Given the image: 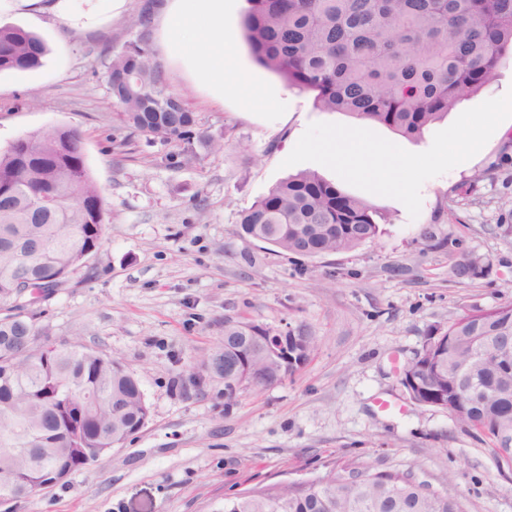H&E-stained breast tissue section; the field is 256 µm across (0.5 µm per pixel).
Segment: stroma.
Masks as SVG:
<instances>
[{"instance_id":"35a3bbf8","label":"stroma","mask_w":512,"mask_h":512,"mask_svg":"<svg viewBox=\"0 0 512 512\" xmlns=\"http://www.w3.org/2000/svg\"><path fill=\"white\" fill-rule=\"evenodd\" d=\"M144 0L65 27L31 26L15 11L1 23L33 27L47 47L41 67L0 74V148L49 124L79 128L86 165L107 201L106 239L86 266L38 301L36 326L122 358L150 409L144 427L16 512H210L224 497L323 475L332 462L412 470L465 512H512V469L488 439L446 412L411 400L402 370L432 329L463 311L512 303V165L492 169L512 135L504 121L483 149L421 187L418 217L398 200L350 184L347 194L388 216L384 234L341 254L307 258L242 237V212L315 163L284 166L309 124L357 126L313 105L257 66L243 42L245 0H224L223 83L197 64L206 40L151 28V47L200 128L230 146L183 163L153 137L126 140L104 79L109 52L136 37ZM261 91L247 96L242 82ZM486 273L458 279L463 255ZM304 327L316 350L295 377L224 405V379L203 365L224 349V320ZM205 382L195 387L193 374Z\"/></svg>"}]
</instances>
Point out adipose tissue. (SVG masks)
<instances>
[{
	"mask_svg": "<svg viewBox=\"0 0 512 512\" xmlns=\"http://www.w3.org/2000/svg\"><path fill=\"white\" fill-rule=\"evenodd\" d=\"M158 16L165 28L176 31L190 21H200L212 47L203 53L199 67L212 79L224 77V0H177L176 5H161Z\"/></svg>",
	"mask_w": 512,
	"mask_h": 512,
	"instance_id": "obj_1",
	"label": "adipose tissue"
}]
</instances>
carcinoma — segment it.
Masks as SVG:
<instances>
[{"label": "carcinoma", "instance_id": "cac0c4a2", "mask_svg": "<svg viewBox=\"0 0 512 512\" xmlns=\"http://www.w3.org/2000/svg\"><path fill=\"white\" fill-rule=\"evenodd\" d=\"M241 29L251 57L288 86L313 94L328 112H345L412 140L478 92L512 59V0H246ZM152 10L137 14L138 36L105 65V80L129 134L182 148L224 151V136L199 128L169 90L150 46ZM44 42L20 26H0V74L33 69ZM42 195L54 204H37ZM106 198L85 162L84 137L47 125L0 151V305L20 286L58 288L105 240ZM385 217L313 171L288 177L241 214L243 234L285 253L317 258L351 251L384 233ZM459 278L481 273L465 256ZM224 318V398L265 389L309 362L316 338L300 328L287 351L265 346L267 329ZM29 316L0 318V495L26 500L56 485L52 473L98 449L124 444L145 425L149 406L118 357L57 344ZM512 341V303L474 307L435 329L407 363L403 385L418 404L439 408L498 443L512 431V363L499 359ZM327 479L244 490L213 512H464L407 471L333 464Z\"/></svg>", "mask_w": 512, "mask_h": 512}]
</instances>
